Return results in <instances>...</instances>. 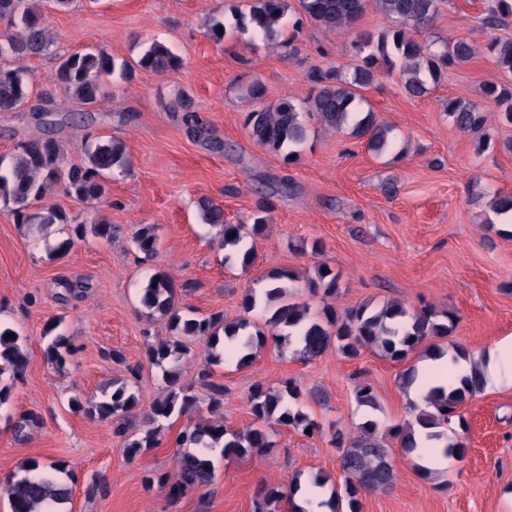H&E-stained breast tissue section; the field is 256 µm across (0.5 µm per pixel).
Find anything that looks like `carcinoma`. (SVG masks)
<instances>
[{"instance_id": "cac0c4a2", "label": "carcinoma", "mask_w": 512, "mask_h": 512, "mask_svg": "<svg viewBox=\"0 0 512 512\" xmlns=\"http://www.w3.org/2000/svg\"><path fill=\"white\" fill-rule=\"evenodd\" d=\"M375 2L377 10L394 19L395 26L387 31L362 30L352 41L355 64L347 69L315 70L310 73V94L297 105L288 98L276 103H265L261 86L252 84L248 93L258 101V106L244 116V126L258 145L274 151L297 145L304 141L306 126L301 114L306 112L324 127L340 131L352 127L355 136L366 140L368 148L380 152L389 145L391 128L379 123L372 110L357 111L365 103L360 90L371 85L383 69L399 67L406 93L421 97L428 92L427 80H436L442 69L469 63L475 58V46L465 38L451 39L440 45L419 41L415 34L425 32L447 0H297L298 10L313 20L323 30L343 33L355 28L369 5ZM73 0H0V112H12L29 101L35 77L18 62L52 53L55 34L48 25L46 10L66 7ZM248 13L235 15L234 21L225 24L212 19L211 35L219 40L225 28L236 31L247 27L266 41L277 42L282 47L291 46L283 40L287 0H250ZM512 17V0H493L482 26L492 30ZM495 65L505 77L502 85H489L484 90L486 98L501 108L502 118L512 123V40L496 37L487 44ZM56 68L50 82L64 85L82 104L93 106L109 92L108 80L116 77L127 80L135 69L165 74L180 66V58L162 42H153L137 61L116 62L102 47L86 49L55 56ZM446 111L455 126L462 132H474L486 122L485 111L477 104L461 99L448 100ZM86 163L65 167V148L58 140L35 134L17 146L7 159L0 157V201L14 205L16 215L26 224H64L66 238L54 248L66 254L75 241L91 231L102 238L112 237V225L100 219L94 224H71L57 211L29 212L32 201H39L53 188L61 185L64 190L83 199L100 200L106 195L105 180L112 170L124 168L128 163L122 142L110 139L83 147ZM200 209L208 224L224 225L220 246L224 248V263L250 264L252 249L248 239L260 234L266 224L271 203L262 200L257 204L253 224L224 223L223 209L209 200H202ZM159 236L156 227L146 225L136 232L134 244L149 256L156 251ZM291 278L287 271H270L265 281V304L274 308L265 326L272 330L271 339L280 347L295 336L302 344V354L307 358L322 356L329 349L346 358L357 357L368 348L384 356L402 361L411 354L439 357L445 353L444 339L450 336L457 324V317L440 315L429 305L410 313L398 302H387L379 308L360 305L337 311L326 305L318 315H310L309 307L289 298L280 281ZM308 287L327 297L338 292V278L324 265L317 266L316 279ZM142 305L149 313L167 319L170 336L156 345L148 346L149 364L160 369L167 390L164 396L143 412L148 428L132 434L126 420L138 405V399L128 383L116 381L112 389L97 400L74 397L70 407L89 418L110 420L113 433L119 438L124 452L134 458L145 448L159 444L165 423L200 409V398L208 401L212 412L224 404L226 388L214 379L213 367L224 364L226 352L241 354L239 364L245 366L251 359L248 350L265 337L258 324L248 315L258 309L252 292L242 301L244 316L229 321L224 313L194 316L184 313L179 306L177 287L164 273L150 277L143 288ZM206 341L208 358L195 379L183 382L180 361L187 354V341ZM73 353V344L64 335H55L48 343L45 354L49 363L65 367ZM27 366V353L20 343V336L10 328H0V407L7 404V380L19 378ZM484 378L479 365L458 385L448 384L432 389L425 398V406L413 407L414 421L392 430L399 446L406 454L420 448L415 427L426 430L428 441L443 438L448 421L458 415L466 399L482 390ZM355 401L363 407L376 406V394L369 384H359ZM297 387L288 383L282 389H271L261 383L252 388L249 397L252 425L245 430L224 427V422L200 418L193 428L184 432L181 441L192 446L176 458V481L169 487L170 494L179 496L188 491L207 486L212 482L213 471L210 451L220 446L224 452L236 455L261 452L272 445L274 425L291 427L302 433L317 429L316 422L297 403ZM337 444H346L340 456L342 483L333 486L331 499L336 502L334 512H360V495L369 491H385L395 479L393 452L379 439L378 426L367 420L359 426L358 435L349 437L336 433ZM63 465L36 461L24 463L20 473L8 477L4 489L8 494L12 512H55L54 506L70 500L71 489L56 480L55 473ZM287 512H306L294 505V489L283 491L279 486L262 490L258 512H278L282 506Z\"/></svg>"}]
</instances>
